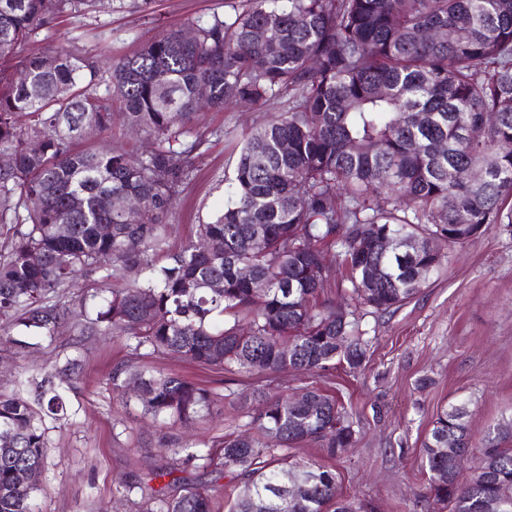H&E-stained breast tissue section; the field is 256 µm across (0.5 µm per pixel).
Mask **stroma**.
Returning <instances> with one entry per match:
<instances>
[{
  "instance_id": "obj_1",
  "label": "stroma",
  "mask_w": 512,
  "mask_h": 512,
  "mask_svg": "<svg viewBox=\"0 0 512 512\" xmlns=\"http://www.w3.org/2000/svg\"><path fill=\"white\" fill-rule=\"evenodd\" d=\"M229 3L152 0L141 9L134 0H96L39 30L28 48L92 50L108 63L161 33L223 15ZM277 111L260 103L198 114L206 144L168 217L170 246L193 240L196 225L223 209L237 161L233 143ZM441 265L395 312L364 314L373 345L362 370L320 381L353 413L358 442L338 466L342 491L372 502L375 512H434L421 449L442 408L466 402L478 443L512 429V224L490 225L444 252ZM15 335L0 319V393L28 395L48 379L65 403L48 433L39 512H134L117 490L166 463L164 444L201 446L236 428L226 415L186 429L144 417L136 399L112 389V365L127 354L122 338L66 330L32 337L22 349L13 345Z\"/></svg>"
}]
</instances>
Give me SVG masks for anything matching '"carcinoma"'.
<instances>
[{"label":"carcinoma","instance_id":"carcinoma-1","mask_svg":"<svg viewBox=\"0 0 512 512\" xmlns=\"http://www.w3.org/2000/svg\"><path fill=\"white\" fill-rule=\"evenodd\" d=\"M243 2L189 24L191 41L162 33L106 67L63 46L24 52L36 30L94 0H0V156L11 158L0 224L14 228L0 250V317L53 339L87 316L123 338L129 359L113 365L112 388L140 385L143 413L165 425L211 417L236 392L153 374L158 358L256 380L242 431L168 448L170 462L118 491L139 494L138 512H372L338 482L336 463L357 441L350 413L310 378L353 373L366 358L360 320L336 297L395 311L443 251L471 238L456 228L461 214L485 229L512 223V0ZM259 102L281 109L240 147L224 210L197 225L196 238L222 248L168 249L166 219L206 142L197 113ZM116 123L151 151L99 147ZM125 197L143 206L125 210ZM80 277L112 282L110 296L72 310ZM287 369L303 381L291 394L275 385ZM44 407H62L51 386L32 400L0 393V512H35L11 489L45 466ZM467 417L464 403L441 410L423 442L435 503L512 512V438L477 448ZM302 444L329 463L292 460ZM477 454L467 482L445 475ZM187 467L228 473L229 484L174 476Z\"/></svg>","mask_w":512,"mask_h":512}]
</instances>
